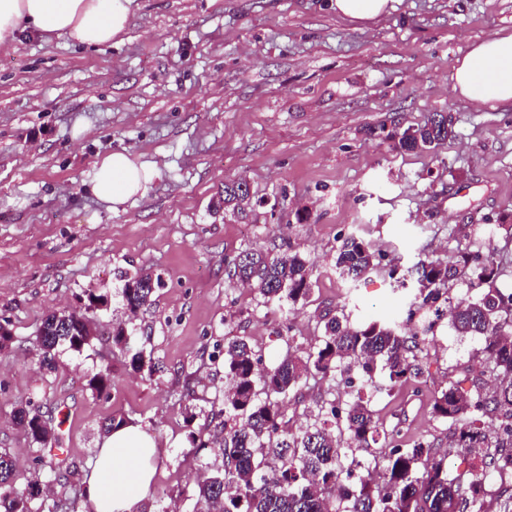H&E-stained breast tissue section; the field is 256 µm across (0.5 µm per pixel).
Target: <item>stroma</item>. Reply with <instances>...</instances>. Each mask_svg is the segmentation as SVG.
I'll list each match as a JSON object with an SVG mask.
<instances>
[{"instance_id": "35a3bbf8", "label": "stroma", "mask_w": 512, "mask_h": 512, "mask_svg": "<svg viewBox=\"0 0 512 512\" xmlns=\"http://www.w3.org/2000/svg\"><path fill=\"white\" fill-rule=\"evenodd\" d=\"M332 0H134L116 42L91 49L67 37L25 34L0 54V321L14 336L0 351V448L18 459L15 486L39 474L70 500L65 473L87 474L115 418L158 444L139 512H191L207 453L188 434H224L212 414L223 396L224 342L246 340L264 366L307 351L327 311L352 320L407 321L409 290L389 269L469 251L501 267L512 293V105L476 106L452 93L456 60L473 44L512 32V0H395L367 25ZM450 113L454 136L431 152L394 149L387 129ZM115 151L153 164L144 197L109 209L91 192L95 165ZM245 178V215L224 212V184ZM358 236L386 266L358 281L334 257ZM298 250L312 270L309 303L260 305L230 281L228 259L247 248ZM160 275L135 320L137 346L162 371L135 372L112 344L126 315L124 277ZM105 294L95 336L41 368L42 318ZM425 388L366 386L381 431L423 438L449 474L469 451L449 448L432 420L438 391L486 384L480 339L456 335L447 315L420 335ZM112 368L107 395L89 379ZM51 419L63 462L36 458L13 423L17 407Z\"/></svg>"}]
</instances>
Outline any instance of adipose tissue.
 Returning <instances> with one entry per match:
<instances>
[{"label": "adipose tissue", "mask_w": 512, "mask_h": 512, "mask_svg": "<svg viewBox=\"0 0 512 512\" xmlns=\"http://www.w3.org/2000/svg\"><path fill=\"white\" fill-rule=\"evenodd\" d=\"M133 0H0V52L13 50L21 33L68 35L87 46L110 43L125 30ZM453 91L479 104L512 102V34L474 44L458 59ZM157 175L153 165L115 151L99 163L91 191L118 208L144 196ZM157 443L141 426L124 425L103 442L86 481L87 512H136L155 474Z\"/></svg>", "instance_id": "1"}]
</instances>
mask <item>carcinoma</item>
<instances>
[{
  "mask_svg": "<svg viewBox=\"0 0 512 512\" xmlns=\"http://www.w3.org/2000/svg\"><path fill=\"white\" fill-rule=\"evenodd\" d=\"M432 119L388 133L395 147L406 152H425L454 136L452 116L440 112ZM245 180L224 183V210L240 214L248 205L241 190ZM379 254L369 244L348 239L334 261L336 273L357 281L378 268ZM466 252L446 262L418 263L414 278L396 279L402 288L414 291L411 304L425 312L444 307L448 321L460 337H477L493 385L462 392L450 385L441 390L431 407L433 419L453 426L450 448H483L485 456L453 478L443 461L435 458L431 442L398 441L399 430L384 436L378 467L380 476L358 471L357 453L378 443L377 413L358 395L351 401L333 398L317 405V415L298 432L284 429L288 399L302 396L310 380H333L338 368L359 370L366 382L381 371L390 386L410 384L419 375L418 334L396 322L380 318L353 321L340 312L321 319V335L305 355L288 353L275 365L259 369L260 358L242 339L224 343V372L232 393L212 401L222 407L233 425L221 440L200 430L189 434L192 447L205 449L218 464L216 474L197 482L192 512H512V484H501L471 498L474 471L490 469L512 474V293L495 287L498 268L492 263L470 266ZM476 298L452 303L445 287L463 275ZM227 277L249 288L260 304L287 301L306 303L312 292L311 269L300 252L286 249L271 253L245 249L227 265ZM159 279L141 272L125 280L122 300L133 321L151 301ZM105 304V296L86 294L79 310L68 315L52 312L38 329L41 365L56 367L60 348L82 351L91 342L86 313ZM127 326L112 328V344L127 357L135 371L158 369L152 354L130 344ZM101 396L112 386V368L88 381ZM39 413L22 406L14 423L36 453L52 444L51 428L39 426ZM501 421L495 432L484 420ZM16 460L0 451V512H62L63 505L45 495L42 480L31 476L23 492L15 490Z\"/></svg>",
  "mask_w": 512,
  "mask_h": 512,
  "instance_id": "1",
  "label": "carcinoma"
}]
</instances>
